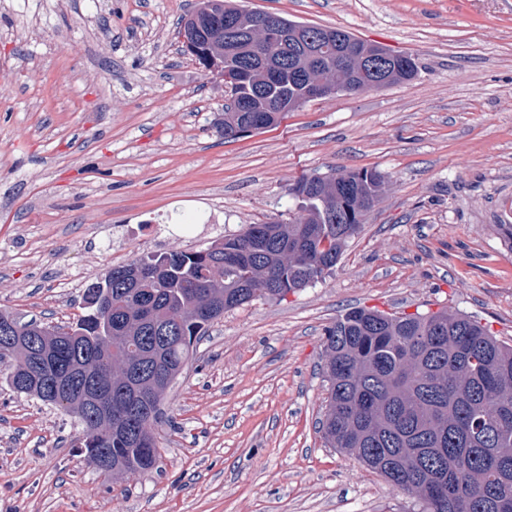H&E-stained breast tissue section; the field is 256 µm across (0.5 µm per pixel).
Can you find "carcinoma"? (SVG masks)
Returning <instances> with one entry per match:
<instances>
[{"instance_id": "obj_1", "label": "carcinoma", "mask_w": 512, "mask_h": 512, "mask_svg": "<svg viewBox=\"0 0 512 512\" xmlns=\"http://www.w3.org/2000/svg\"><path fill=\"white\" fill-rule=\"evenodd\" d=\"M214 13L234 16L240 32L221 48L204 40L199 46L224 55V86L250 109L224 108L226 139L237 138L235 127L247 115L264 129L305 105L295 68L310 65L307 32L331 36L317 77L336 82V58L343 57L349 80L341 92L364 91L356 84L358 55L381 49L340 28L311 25L305 32L304 23L267 13L293 33L288 41H267V59L280 64L270 81L247 35L255 11L198 0L180 27L198 21L205 30ZM393 66L392 85L417 74L409 55H396ZM315 180L304 176L288 189L299 207L293 222L250 224L198 250L148 253L113 267L105 288L85 289L84 314L70 326L23 323L0 312V326L17 327L8 385L72 413L85 456L105 450L111 458L100 474L153 469L162 400L210 325L227 310L322 280L364 223V202L378 203L385 185L368 169ZM323 344L328 397L319 425L327 446L416 495L421 512H512V346L464 313L393 316L363 307L326 329ZM54 371L74 378L60 398L45 385Z\"/></svg>"}]
</instances>
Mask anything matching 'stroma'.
Returning <instances> with one entry per match:
<instances>
[{
    "mask_svg": "<svg viewBox=\"0 0 512 512\" xmlns=\"http://www.w3.org/2000/svg\"><path fill=\"white\" fill-rule=\"evenodd\" d=\"M414 58L232 141L182 49L192 0H0V311L66 325L88 284L293 217L304 175L387 180L333 271L225 312L172 383L156 469L115 479L0 365V512H418L317 428L327 327L356 307L465 313L512 345V0H235Z\"/></svg>",
    "mask_w": 512,
    "mask_h": 512,
    "instance_id": "35a3bbf8",
    "label": "stroma"
}]
</instances>
